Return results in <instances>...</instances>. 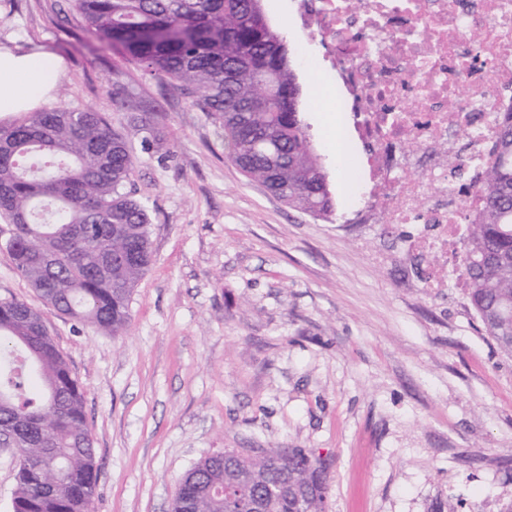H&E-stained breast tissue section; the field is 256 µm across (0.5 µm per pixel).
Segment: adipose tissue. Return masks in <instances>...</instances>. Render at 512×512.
Segmentation results:
<instances>
[{
    "label": "adipose tissue",
    "instance_id": "adipose-tissue-1",
    "mask_svg": "<svg viewBox=\"0 0 512 512\" xmlns=\"http://www.w3.org/2000/svg\"><path fill=\"white\" fill-rule=\"evenodd\" d=\"M65 75L63 59L44 47L0 45V115L46 105Z\"/></svg>",
    "mask_w": 512,
    "mask_h": 512
}]
</instances>
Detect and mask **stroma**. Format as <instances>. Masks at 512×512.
Returning <instances> with one entry per match:
<instances>
[{"instance_id": "35a3bbf8", "label": "stroma", "mask_w": 512, "mask_h": 512, "mask_svg": "<svg viewBox=\"0 0 512 512\" xmlns=\"http://www.w3.org/2000/svg\"><path fill=\"white\" fill-rule=\"evenodd\" d=\"M294 0H263L301 85L300 118L327 175L329 218L248 179L221 131L170 80L114 65L71 0H0V44L62 56L66 105L105 116L133 148L153 264L120 335L46 304L0 220V300L39 311L84 395L93 512H172L205 455L301 448L329 470L327 512H512V358L454 289L422 288L408 226H351V182L312 107L324 72ZM164 139L143 142L145 127Z\"/></svg>"}]
</instances>
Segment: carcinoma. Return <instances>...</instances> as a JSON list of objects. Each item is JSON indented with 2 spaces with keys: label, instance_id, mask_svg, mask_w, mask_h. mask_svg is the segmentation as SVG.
<instances>
[{
  "label": "carcinoma",
  "instance_id": "cac0c4a2",
  "mask_svg": "<svg viewBox=\"0 0 512 512\" xmlns=\"http://www.w3.org/2000/svg\"><path fill=\"white\" fill-rule=\"evenodd\" d=\"M86 33L122 61L172 80L224 132L244 175L289 206L328 217L327 175L299 113L283 39L255 0H74ZM482 179L485 210L470 225L462 274L488 335L512 357V122ZM126 137L97 112L59 106L0 126V219L7 248L40 297L75 321L117 335L152 264L149 210L128 184ZM0 437L18 449L13 512H92L95 448L83 394L26 303L0 300ZM207 455L178 485L173 512H237L258 486L285 477L267 512H325L326 466L301 448Z\"/></svg>",
  "mask_w": 512,
  "mask_h": 512
}]
</instances>
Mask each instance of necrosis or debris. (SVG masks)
<instances>
[{
  "label": "necrosis or debris",
  "mask_w": 512,
  "mask_h": 512,
  "mask_svg": "<svg viewBox=\"0 0 512 512\" xmlns=\"http://www.w3.org/2000/svg\"><path fill=\"white\" fill-rule=\"evenodd\" d=\"M296 11L332 75L318 109L349 115L337 150L354 137L364 147L346 157L364 174L362 223L415 225L402 256L426 261L424 288L466 291L462 245L512 115V0H296Z\"/></svg>",
  "instance_id": "necrosis-or-debris-1"
}]
</instances>
